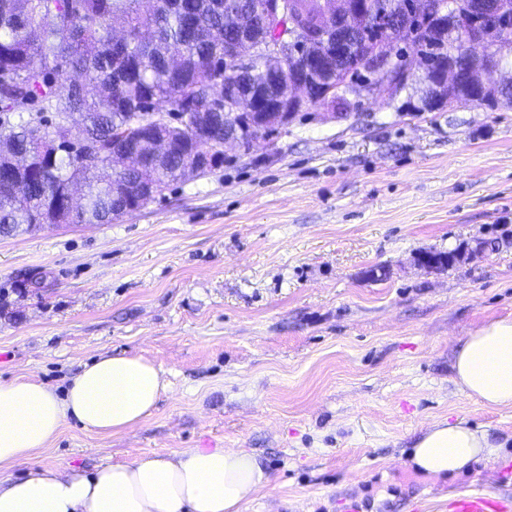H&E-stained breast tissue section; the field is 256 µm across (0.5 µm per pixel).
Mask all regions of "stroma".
Returning a JSON list of instances; mask_svg holds the SVG:
<instances>
[{
	"mask_svg": "<svg viewBox=\"0 0 512 512\" xmlns=\"http://www.w3.org/2000/svg\"><path fill=\"white\" fill-rule=\"evenodd\" d=\"M314 103L211 172L109 224L0 238V378L63 392L99 354L141 356L168 389L112 436L65 423L36 463L242 449L274 478L242 512H448L512 497V408L453 383L460 340L512 318V106ZM456 251L447 270L422 253ZM377 277H370V270ZM465 420L497 461L426 482L409 453ZM512 498L500 494L477 489L474 492L464 493L449 504V512H510Z\"/></svg>",
	"mask_w": 512,
	"mask_h": 512,
	"instance_id": "obj_1",
	"label": "stroma"
}]
</instances>
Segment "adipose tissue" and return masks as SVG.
<instances>
[{
  "mask_svg": "<svg viewBox=\"0 0 512 512\" xmlns=\"http://www.w3.org/2000/svg\"><path fill=\"white\" fill-rule=\"evenodd\" d=\"M454 383L483 406L512 407V318L465 336L453 362ZM167 389L162 371L126 354L99 355L64 394L26 374L0 379V512H241L271 478L255 455L228 448L155 452L94 470L34 464L67 420L110 436L141 424ZM500 447L463 421L431 425L410 454L425 481L457 477L498 457Z\"/></svg>",
  "mask_w": 512,
  "mask_h": 512,
  "instance_id": "obj_1",
  "label": "adipose tissue"
}]
</instances>
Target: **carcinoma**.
<instances>
[{"label": "carcinoma", "instance_id": "obj_1", "mask_svg": "<svg viewBox=\"0 0 512 512\" xmlns=\"http://www.w3.org/2000/svg\"><path fill=\"white\" fill-rule=\"evenodd\" d=\"M0 0V74L23 80L22 108L0 98V236L31 232L30 225L112 223V184L135 186L143 176L184 178L182 146L153 159L143 171L112 169V145L141 136L132 112H208L214 81L229 94L239 82L224 64V38L238 27L224 0ZM393 40L415 25L432 29L434 43L453 47L454 28L419 12L417 0H394ZM499 4L487 31L494 47L512 38V0ZM68 18L66 23L57 17ZM364 37L351 35L346 56L326 58L323 77L357 72ZM273 72L254 64L248 80L270 85ZM79 117V132L99 144L86 156L53 138L61 115ZM38 125L45 139L32 134ZM427 267L449 269L453 252H426Z\"/></svg>", "mask_w": 512, "mask_h": 512}]
</instances>
